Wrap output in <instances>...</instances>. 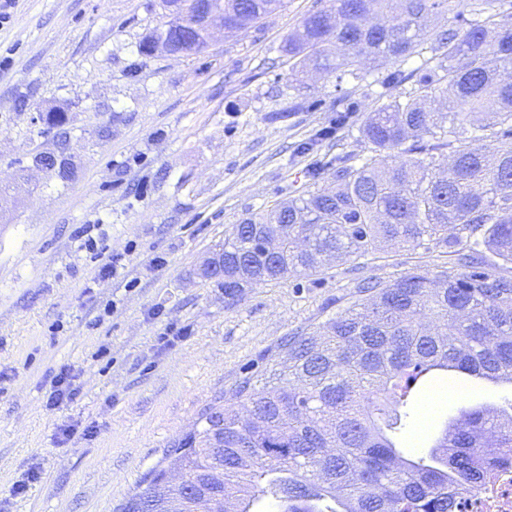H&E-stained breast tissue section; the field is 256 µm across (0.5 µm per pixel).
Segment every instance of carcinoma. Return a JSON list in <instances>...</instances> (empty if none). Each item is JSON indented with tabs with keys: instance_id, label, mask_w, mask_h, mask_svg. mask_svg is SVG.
Here are the masks:
<instances>
[{
	"instance_id": "1",
	"label": "carcinoma",
	"mask_w": 512,
	"mask_h": 512,
	"mask_svg": "<svg viewBox=\"0 0 512 512\" xmlns=\"http://www.w3.org/2000/svg\"><path fill=\"white\" fill-rule=\"evenodd\" d=\"M242 32L282 0H222ZM496 0H329L286 51L300 72L340 82L365 60L427 49L413 94L388 75L386 102L360 133L369 155L336 158L329 184L251 214L224 239V292L316 275L382 244L452 248L482 235L496 260L463 255L432 271L362 280L336 314L284 337L261 367L218 396L166 454L184 482L152 468L122 512H190L205 489L218 512H458L512 462V425L482 440L512 401L461 409L432 446H396L401 409L423 389L466 375L512 384V12ZM469 7L464 17L460 6ZM456 25L432 33L433 11ZM181 53L206 43L169 31ZM480 131L468 135L469 129Z\"/></svg>"
}]
</instances>
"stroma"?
Returning <instances> with one entry per match:
<instances>
[{
	"instance_id": "obj_1",
	"label": "stroma",
	"mask_w": 512,
	"mask_h": 512,
	"mask_svg": "<svg viewBox=\"0 0 512 512\" xmlns=\"http://www.w3.org/2000/svg\"><path fill=\"white\" fill-rule=\"evenodd\" d=\"M325 0H284L263 23L196 53L142 54L161 0H15L0 25V512H119L214 397L283 337L342 308L364 278L448 262L446 248L385 247L225 295L203 261L243 218L330 180L367 155L358 128L383 80L371 72L291 81L282 47ZM63 126L47 128V113ZM63 151L67 178L33 168ZM118 258L116 275L77 231ZM80 393L53 405L52 378ZM412 451L459 408L503 405L512 385L459 380ZM71 437H63L64 429Z\"/></svg>"
}]
</instances>
